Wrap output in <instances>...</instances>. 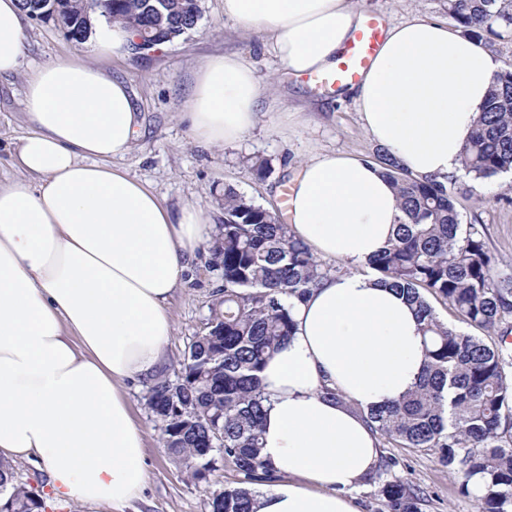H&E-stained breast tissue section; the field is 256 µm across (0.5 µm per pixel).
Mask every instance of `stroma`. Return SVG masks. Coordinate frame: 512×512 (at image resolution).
I'll list each match as a JSON object with an SVG mask.
<instances>
[{"label":"stroma","mask_w":512,"mask_h":512,"mask_svg":"<svg viewBox=\"0 0 512 512\" xmlns=\"http://www.w3.org/2000/svg\"><path fill=\"white\" fill-rule=\"evenodd\" d=\"M365 13L381 15L387 23L412 19L447 20L443 0H356ZM203 13L196 28L173 43L122 60H103L99 66L112 78L124 81L139 114L140 134L131 152L118 163L130 176L146 182L168 206L194 204L208 211L213 223L224 221L220 198L225 185L275 215H283L282 198L269 196L273 187H285L293 165L310 156L336 151L370 160L377 146L363 132L351 100L314 88L307 78L287 73L266 46L263 35L225 20L224 0H202ZM28 54L20 72L0 78V184L20 177L11 146L26 134L22 101L29 70L48 60L84 54L86 44L70 41L54 22L26 19ZM236 52L255 67L262 85L261 116L240 143L206 148L191 141L181 120L193 76L208 56ZM271 162V171L257 177L252 159ZM463 223L484 225L490 251L512 263V172L488 180L463 175L450 184ZM199 254L187 273L188 283L173 296L168 313L173 332L167 351L176 363L208 316L218 279L205 268ZM126 394L134 420L145 438L146 478L140 499L127 507L100 509L77 501L54 499L48 477L36 459L17 463L19 477L44 501L43 512H208L213 489L237 487L243 482L229 463L219 465L209 483L188 482L181 465L163 448L159 424L148 411L142 392L128 384ZM383 454L398 461L396 472L428 497L425 512H477L473 498L461 494L458 482L433 455L410 448L385 446Z\"/></svg>","instance_id":"stroma-1"}]
</instances>
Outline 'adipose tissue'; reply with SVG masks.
I'll use <instances>...</instances> for the list:
<instances>
[{"instance_id":"ef3b65f1","label":"adipose tissue","mask_w":512,"mask_h":512,"mask_svg":"<svg viewBox=\"0 0 512 512\" xmlns=\"http://www.w3.org/2000/svg\"><path fill=\"white\" fill-rule=\"evenodd\" d=\"M224 17L265 36L295 75L336 65L358 30L352 0H224ZM20 0H0V77L26 55ZM135 35L95 26L86 56L26 77L21 178L0 186V457L37 458L54 495L121 506L143 487L144 435L122 387L167 364V306L211 238L206 212L167 207L116 167L138 135L130 91L89 63L122 58ZM500 63L448 24H391L347 87L368 137L411 177L463 173L464 143ZM254 67L212 55L181 114L192 141L221 147L256 124ZM400 200L383 169L326 152L296 164L286 201L297 238L349 269L292 308L291 336L262 372L261 456L277 474L251 489L253 512H357L353 493L380 460L370 409L413 390L425 366L415 308L369 273L394 238Z\"/></svg>"}]
</instances>
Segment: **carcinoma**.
<instances>
[{
	"label": "carcinoma",
	"mask_w": 512,
	"mask_h": 512,
	"mask_svg": "<svg viewBox=\"0 0 512 512\" xmlns=\"http://www.w3.org/2000/svg\"><path fill=\"white\" fill-rule=\"evenodd\" d=\"M450 16L478 40L512 30V0H446ZM108 19L152 45L172 43L196 28L202 0H104ZM401 200L395 238L371 262L381 282L415 304L428 365L416 389L372 409L378 437L436 455L455 474L460 492L482 481L478 512H512V264L489 250L483 226L464 224L447 187L404 173L380 155ZM462 167L474 179L512 172V67L493 78ZM224 223L208 243L214 292L203 330L192 338L174 376L146 385V406L163 423L167 454L194 483L206 482L220 460L249 484L272 478L260 457L266 400L262 378L271 353L292 335V300L304 299L333 267L315 257L290 225L268 223L267 210L224 186ZM467 324L499 335L491 347L442 322L428 297ZM448 387V420L441 390ZM396 458L383 456L368 483L379 484L378 512H424V492L397 476ZM210 512H251L249 490H214ZM43 502L18 480L17 466L0 459V512H41Z\"/></svg>",
	"instance_id": "carcinoma-1"
}]
</instances>
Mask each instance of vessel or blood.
I'll list each match as a JSON object with an SVG mask.
<instances>
[{
  "label": "vessel or blood",
  "mask_w": 512,
  "mask_h": 512,
  "mask_svg": "<svg viewBox=\"0 0 512 512\" xmlns=\"http://www.w3.org/2000/svg\"><path fill=\"white\" fill-rule=\"evenodd\" d=\"M384 36L385 27L382 21L375 16L365 17L352 40L339 56L335 68L319 76L320 86L334 92L357 82L371 65Z\"/></svg>",
  "instance_id": "1"
}]
</instances>
